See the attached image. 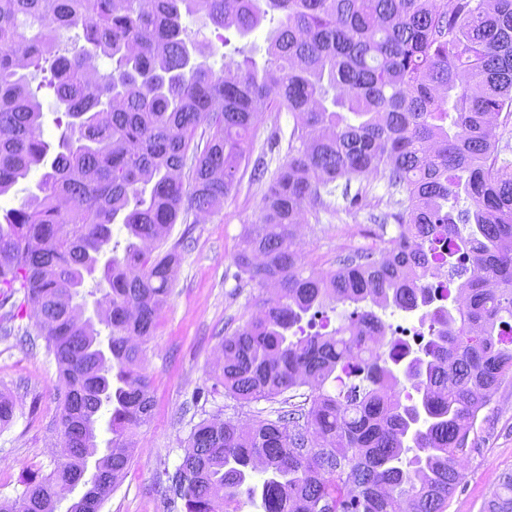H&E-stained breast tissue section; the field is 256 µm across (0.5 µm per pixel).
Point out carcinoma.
<instances>
[{
	"instance_id": "obj_1",
	"label": "carcinoma",
	"mask_w": 512,
	"mask_h": 512,
	"mask_svg": "<svg viewBox=\"0 0 512 512\" xmlns=\"http://www.w3.org/2000/svg\"><path fill=\"white\" fill-rule=\"evenodd\" d=\"M184 16L242 39L276 25L263 61L231 57L216 71ZM72 29L81 51L49 60ZM102 56L115 67L87 77L84 63ZM46 62L67 118L56 147L26 75ZM283 110L296 118L285 160L271 174L254 161L266 188L234 256L279 291L224 335L212 379L244 402L309 393L274 419L194 424L165 492L183 512H239L243 496L262 512H444L470 432L512 374V160L488 133L512 119V0H0V197L44 169L38 193L0 215V307L20 293L32 311L71 437L0 512H58L69 479L82 493L66 512H100L154 415L142 362L179 263L167 235L186 209L231 195L265 114ZM353 177L404 195L398 236L304 272L300 211ZM433 261L460 280L451 310L429 293ZM95 273L96 316L75 321ZM347 302L356 308L334 330L297 335L310 311ZM363 302L430 308L428 341L378 353L369 338L384 324ZM403 380L416 393L405 402ZM14 416L0 392V426ZM487 512H512V475Z\"/></svg>"
}]
</instances>
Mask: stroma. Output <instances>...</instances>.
<instances>
[{
	"mask_svg": "<svg viewBox=\"0 0 512 512\" xmlns=\"http://www.w3.org/2000/svg\"><path fill=\"white\" fill-rule=\"evenodd\" d=\"M238 185L223 204L199 221L188 213L175 225L172 239H184L173 288L146 349L143 368L155 399L152 420L138 428L136 451L120 485L101 512H182L180 500L161 494L184 453L192 425L201 419L248 420L270 414L277 405L265 400L244 403L215 387L210 377L224 334L260 309L269 288L238 277L234 255L247 225L255 221L263 191L240 167ZM350 190L363 205L350 207L335 192L327 209L309 210L298 251L305 269H331L340 251L380 250L396 233V197L385 179L354 178ZM34 317L16 311L0 332V392L13 397L16 416L0 431V496L50 473L53 448L62 443L56 424L59 389L54 361L42 345L22 342L33 331ZM470 451L461 465L463 480L445 512H486L502 480L512 474V379H506L479 415L469 436Z\"/></svg>",
	"mask_w": 512,
	"mask_h": 512,
	"instance_id": "obj_1",
	"label": "stroma"
}]
</instances>
